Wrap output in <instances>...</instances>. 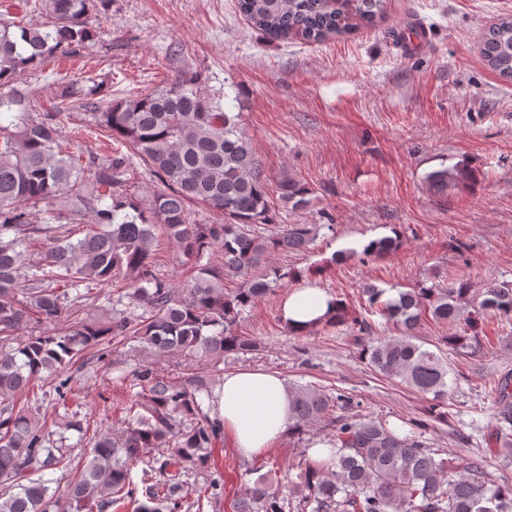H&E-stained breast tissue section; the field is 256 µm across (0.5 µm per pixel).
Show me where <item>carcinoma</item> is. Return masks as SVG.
<instances>
[{
	"instance_id": "cac0c4a2",
	"label": "carcinoma",
	"mask_w": 512,
	"mask_h": 512,
	"mask_svg": "<svg viewBox=\"0 0 512 512\" xmlns=\"http://www.w3.org/2000/svg\"><path fill=\"white\" fill-rule=\"evenodd\" d=\"M105 0H35L51 18L43 26L0 19V342L28 326L56 328L99 286L117 287L110 313L76 320L61 331L31 336L0 350V512H55L41 474L72 465L65 433L85 435L79 403L70 397V365L95 351L110 355L106 338L136 341L152 360L135 364L132 393L121 426L95 440L70 479L67 512H111L120 500H137L132 469L156 448L159 479L145 489L137 512H191L188 481L205 475L204 497H224V475L213 450L224 440L212 373L224 357L246 354L256 341L241 333L243 315L302 271L272 263L280 253L307 249L334 224H287L283 214L308 206L312 190L288 171L272 179L258 160L239 112L206 95L183 73L149 93L94 111L98 86L71 83L61 97L85 111L86 126L100 128L130 150L128 156L77 155L62 146L61 113L41 110L36 90L14 87L26 69L53 54L74 55L94 40L87 16ZM388 0H237L239 12L263 37L324 42L382 18ZM487 66L512 80V16L484 34ZM142 162L158 189L143 205L128 193L127 163ZM472 179L465 165L425 176L443 195ZM224 216L197 224L192 206ZM91 219L72 239L66 225ZM164 236L193 276L180 285L155 271L154 241ZM401 245L400 234L370 241L362 252L340 251L331 262L359 255L382 258ZM234 287H229V284ZM365 312L338 301V310L311 326H347L356 333L372 371L424 394L432 407L403 432L383 419L359 418L360 401L338 389L300 387L291 393L288 434L302 435L324 422L334 428L324 459L301 454L297 480L272 487L259 478L233 504V512H512V482L485 481L484 461L442 457L422 440L434 424H448L450 368L442 347L413 342L423 318L461 327L443 344H481L479 320L512 318V284L489 282L476 291L467 279L446 287L421 283L385 297L372 283L361 287ZM397 326L390 339L373 336L370 317ZM174 371L164 375L158 363ZM53 375L44 398L63 410L57 429L38 416L40 404H19L30 385ZM492 452L512 457V376L497 380Z\"/></svg>"
}]
</instances>
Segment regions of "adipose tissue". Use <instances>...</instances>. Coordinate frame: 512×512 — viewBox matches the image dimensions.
<instances>
[{"mask_svg": "<svg viewBox=\"0 0 512 512\" xmlns=\"http://www.w3.org/2000/svg\"><path fill=\"white\" fill-rule=\"evenodd\" d=\"M332 301L324 289L308 284L288 294L281 305V317L302 332L329 311ZM218 413L240 456L261 454L288 432V386L283 377L268 371L241 369L227 373Z\"/></svg>", "mask_w": 512, "mask_h": 512, "instance_id": "obj_1", "label": "adipose tissue"}]
</instances>
